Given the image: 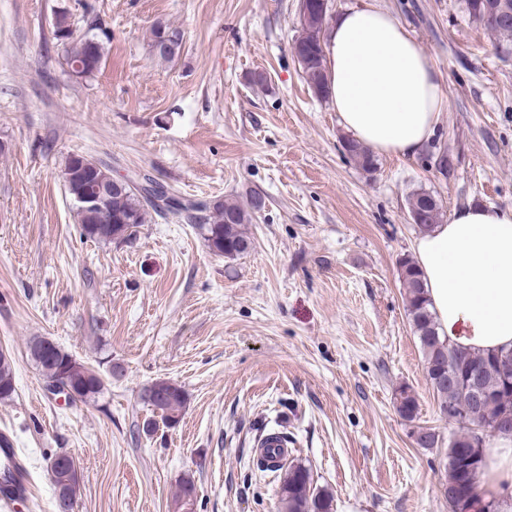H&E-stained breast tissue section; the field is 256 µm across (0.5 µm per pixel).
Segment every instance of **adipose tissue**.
Listing matches in <instances>:
<instances>
[{
	"instance_id": "1",
	"label": "adipose tissue",
	"mask_w": 512,
	"mask_h": 512,
	"mask_svg": "<svg viewBox=\"0 0 512 512\" xmlns=\"http://www.w3.org/2000/svg\"><path fill=\"white\" fill-rule=\"evenodd\" d=\"M326 77L340 124L373 151L413 156L432 136L445 96L409 29L368 0L340 13L326 46ZM449 345L512 348V208L471 205L413 243ZM480 489L512 512V435L485 448Z\"/></svg>"
}]
</instances>
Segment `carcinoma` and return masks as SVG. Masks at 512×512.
I'll list each match as a JSON object with an SVG mask.
<instances>
[{
    "mask_svg": "<svg viewBox=\"0 0 512 512\" xmlns=\"http://www.w3.org/2000/svg\"><path fill=\"white\" fill-rule=\"evenodd\" d=\"M491 2L493 0H466V9L486 29L506 41H512V24L499 25L491 20ZM326 25L327 17L316 6L307 25L294 40L297 46L294 56L302 67L308 86L319 97L327 93ZM52 26L54 39L62 50L67 66L76 63L81 65L83 77L92 76L100 70L110 41L106 30L94 22L88 24L86 30L75 32L65 13L55 16ZM152 36L155 44L169 38L168 48L156 51L162 58L172 57L181 47V31L176 27L159 24L154 28ZM344 148L363 169L375 167V156L367 146L348 139ZM79 169L80 156H68L62 174L71 200L84 195L92 181H100L104 185L100 209H76L81 236L87 240H127L135 234L139 225L146 223L152 212L184 221L191 213L201 211L205 217L199 228L212 252L235 259L253 247V239L247 232V224L251 223L252 214L256 211L252 201L245 206L231 198L203 200L174 197L153 177L147 179V188L141 194L122 184H115L112 170L108 166L104 174L91 181ZM409 208L421 215V223L416 225L421 234L431 232L433 225L440 223L442 218L437 199L425 191L411 196ZM107 218L112 219V223H104ZM398 270L405 290V309L423 354L428 381L437 398L439 410L453 413L451 423L457 426V431L448 438L446 475L441 483V488L451 494L453 505L449 506V512H498L495 502L485 499L479 489L483 449L474 436L473 415H480L489 427L501 418L512 417V350L475 354L449 346L439 335L423 273L416 261L408 256L401 258ZM28 354L41 371L45 384L57 381L59 375L64 374L82 402L96 401L105 388L104 378L99 371L44 337L30 341ZM474 371L478 372V385L483 394L479 407L475 406L471 390V373ZM14 391L10 358L0 353V399L10 398ZM142 400L152 407L166 426L177 424L185 407V396L181 388L161 379L145 389ZM397 411L407 421L415 420L419 414L416 397L404 388L399 392ZM278 442L288 443V431H263L258 439L260 457L256 460L260 472L280 476L278 512H333V499L313 487V478L307 466L288 459L286 455L275 464L268 463V459L272 458L269 448ZM47 469L56 493L63 500L74 503L80 490L78 470L58 465L53 458L48 460ZM195 497L193 481L185 479L180 483L173 508L181 510L184 500Z\"/></svg>",
    "mask_w": 512,
    "mask_h": 512,
    "instance_id": "cac0c4a2",
    "label": "carcinoma"
}]
</instances>
